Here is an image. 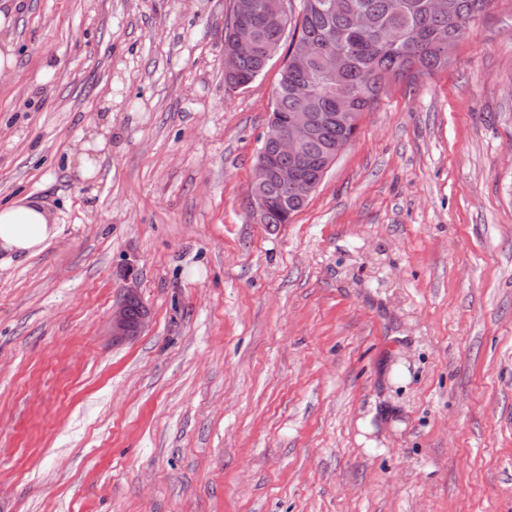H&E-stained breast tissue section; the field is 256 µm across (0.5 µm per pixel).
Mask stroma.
Returning a JSON list of instances; mask_svg holds the SVG:
<instances>
[{
	"instance_id": "stroma-1",
	"label": "stroma",
	"mask_w": 512,
	"mask_h": 512,
	"mask_svg": "<svg viewBox=\"0 0 512 512\" xmlns=\"http://www.w3.org/2000/svg\"><path fill=\"white\" fill-rule=\"evenodd\" d=\"M232 9L22 0L0 204L61 231L0 270V512H512V0L276 226L250 187L287 52L230 88ZM129 269L150 322L116 343ZM112 112H109L99 126H96L95 130L90 135V141H88L84 149L85 150H111L112 149Z\"/></svg>"
}]
</instances>
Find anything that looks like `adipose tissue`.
<instances>
[{"label":"adipose tissue","mask_w":512,"mask_h":512,"mask_svg":"<svg viewBox=\"0 0 512 512\" xmlns=\"http://www.w3.org/2000/svg\"><path fill=\"white\" fill-rule=\"evenodd\" d=\"M59 234L53 213L23 196L0 205V268L40 253Z\"/></svg>","instance_id":"ef3b65f1"}]
</instances>
